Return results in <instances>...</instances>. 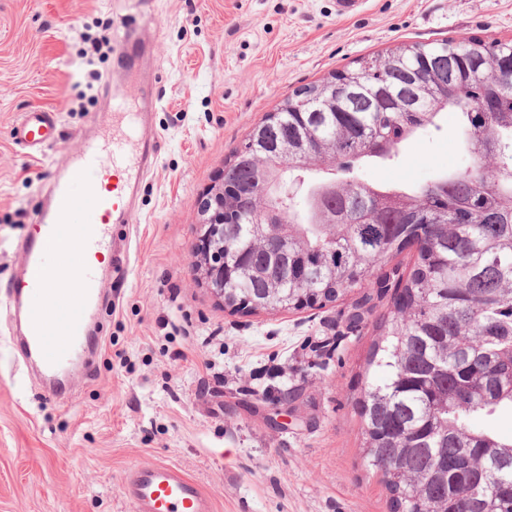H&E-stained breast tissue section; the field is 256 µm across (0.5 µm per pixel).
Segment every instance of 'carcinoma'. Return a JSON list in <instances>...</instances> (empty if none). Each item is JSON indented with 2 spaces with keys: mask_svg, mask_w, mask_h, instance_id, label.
Returning a JSON list of instances; mask_svg holds the SVG:
<instances>
[{
  "mask_svg": "<svg viewBox=\"0 0 512 512\" xmlns=\"http://www.w3.org/2000/svg\"><path fill=\"white\" fill-rule=\"evenodd\" d=\"M445 54L454 61L453 81L427 67V60ZM396 56L407 66H423L426 91L415 112L381 109L372 98L378 84L400 87L403 69L391 65ZM491 64H512V40L403 43L345 69L365 73L366 86L342 109L324 117L288 113L267 136L271 149L284 138L294 143L312 134L327 140L335 174L313 182L312 189L334 184L341 192L324 198L328 219L317 220L310 198L300 203L284 197V170L270 166V199L282 198L287 206L286 223L277 228L288 255L251 252L241 279L224 289V307L231 311L323 307L406 250L400 241L415 227L404 218L420 206L448 217L446 224L421 225L425 239L397 275L392 315L377 323L367 360L369 367L384 368L385 376L367 384L357 401L364 458L382 475L390 512H512V493L499 487L497 475L483 481L474 469L457 466L465 453L512 459V439L473 422L476 415L512 412V88L482 86L470 77L479 68L490 72ZM481 98L494 99L491 111H476ZM448 109L462 116L472 169L412 188L381 187L354 175L355 162L394 159L403 141ZM353 128L367 135L379 128L385 141L370 148L362 135L350 133ZM490 155L494 166L486 169L480 162ZM258 175L248 165L231 171L238 205L228 219L249 207ZM268 231L267 224L238 225V249ZM466 349L477 362H493L502 385L486 396L476 388L461 401L460 387L472 385L475 374L461 361Z\"/></svg>",
  "mask_w": 512,
  "mask_h": 512,
  "instance_id": "carcinoma-1",
  "label": "carcinoma"
}]
</instances>
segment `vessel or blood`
Instances as JSON below:
<instances>
[{
  "mask_svg": "<svg viewBox=\"0 0 512 512\" xmlns=\"http://www.w3.org/2000/svg\"><path fill=\"white\" fill-rule=\"evenodd\" d=\"M112 110L121 115V127L107 141L84 137L50 187L48 206L38 218L44 236L21 240V276L12 291L23 314V330L15 340L19 368L36 359L51 376L82 352L85 323L100 293V262L112 250L110 219L128 209L136 183L155 163L160 141L143 137L141 113L127 111L118 94L112 97ZM10 135L27 156H44L60 137L58 115L26 112ZM62 248L75 255L81 269L68 294L55 288L56 264L50 258ZM124 482L132 512H213L201 486L175 464H131Z\"/></svg>",
  "mask_w": 512,
  "mask_h": 512,
  "instance_id": "obj_1",
  "label": "vessel or blood"
}]
</instances>
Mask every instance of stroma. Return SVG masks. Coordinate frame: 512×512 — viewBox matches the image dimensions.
I'll use <instances>...</instances> for the list:
<instances>
[{"label":"stroma","instance_id":"35a3bbf8","mask_svg":"<svg viewBox=\"0 0 512 512\" xmlns=\"http://www.w3.org/2000/svg\"><path fill=\"white\" fill-rule=\"evenodd\" d=\"M154 39L140 75L121 67L127 21ZM113 38L78 69L91 40ZM512 39V0H0V512H131L133 463L169 462L196 479L214 512H390L363 457L357 400L393 289L376 271L324 307L233 313L192 267L198 206L232 153L301 87L403 43L460 36ZM156 98L143 132L157 136L128 219L124 279L104 269L87 323L89 348L58 376L12 375L8 293L17 243L84 134L112 131L109 101ZM59 113L45 157L10 138L19 114ZM407 139L398 159L360 163L361 179L415 186L471 168L457 113Z\"/></svg>","mask_w":512,"mask_h":512}]
</instances>
